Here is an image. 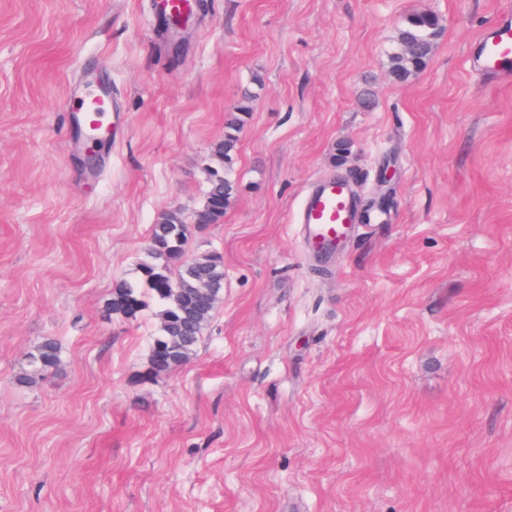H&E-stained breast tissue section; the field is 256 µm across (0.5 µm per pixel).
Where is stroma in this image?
I'll return each instance as SVG.
<instances>
[{"label": "stroma", "mask_w": 512, "mask_h": 512, "mask_svg": "<svg viewBox=\"0 0 512 512\" xmlns=\"http://www.w3.org/2000/svg\"><path fill=\"white\" fill-rule=\"evenodd\" d=\"M512 0H0V512H512V85L473 42ZM439 20L389 69L402 21ZM123 121L86 178V71ZM249 113L191 359L148 375L157 307L105 317L153 224L204 202ZM355 175L385 221L318 275L297 217ZM57 370L22 383L45 339ZM437 27L438 19L430 13L415 14L402 22L389 54L394 78L407 80L425 66L434 49ZM247 107L242 105L238 108L237 114H233L226 122L224 137L217 140L212 146V154L216 158L228 164L231 162L238 145V133L243 121L242 117L246 113Z\"/></svg>", "instance_id": "obj_1"}]
</instances>
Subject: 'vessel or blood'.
Segmentation results:
<instances>
[{
	"label": "vessel or blood",
	"mask_w": 512,
	"mask_h": 512,
	"mask_svg": "<svg viewBox=\"0 0 512 512\" xmlns=\"http://www.w3.org/2000/svg\"><path fill=\"white\" fill-rule=\"evenodd\" d=\"M471 68L504 83L512 81V17L499 16L477 42L475 53L468 58ZM81 132L106 133L112 124L107 116L111 109L107 94L95 81H87L75 107ZM299 221L314 247L335 251L349 237L352 228L362 223L361 206L350 183L342 178L315 182L307 191Z\"/></svg>",
	"instance_id": "obj_1"
}]
</instances>
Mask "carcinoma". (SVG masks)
<instances>
[{
  "label": "carcinoma",
  "mask_w": 512,
  "mask_h": 512,
  "mask_svg": "<svg viewBox=\"0 0 512 512\" xmlns=\"http://www.w3.org/2000/svg\"><path fill=\"white\" fill-rule=\"evenodd\" d=\"M438 19L419 13L405 19L398 28L396 44L389 54L390 72L398 80L416 75L434 49ZM246 106L229 117L224 137L212 146V154L224 163L231 162L238 145V133ZM208 185L203 205L192 214L193 223L218 224L230 205L235 183L222 171L205 169ZM187 228L181 217L166 214L152 226L149 260L139 264L134 281H122L112 290L106 304L109 314L134 318L147 306L144 297L158 304L159 327L152 337L149 367L152 373L173 370L190 360L203 332L223 295L224 267L211 254H188ZM60 347L53 339L44 340L31 354V370L23 381L55 369Z\"/></svg>",
  "instance_id": "carcinoma-1"
}]
</instances>
